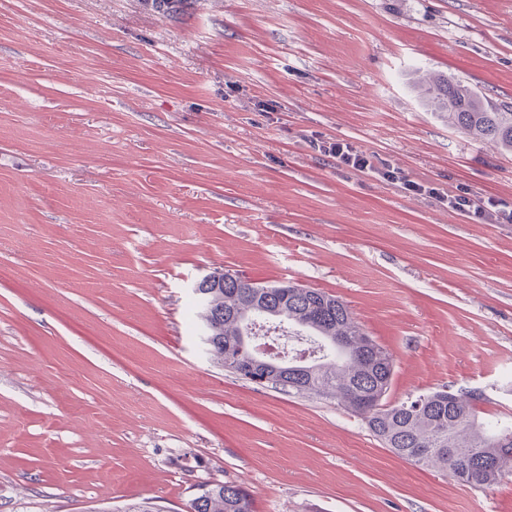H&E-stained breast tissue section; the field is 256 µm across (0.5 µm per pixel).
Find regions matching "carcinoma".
I'll list each match as a JSON object with an SVG mask.
<instances>
[{"mask_svg": "<svg viewBox=\"0 0 512 512\" xmlns=\"http://www.w3.org/2000/svg\"><path fill=\"white\" fill-rule=\"evenodd\" d=\"M416 88L424 104L448 126L475 141H490L512 152V111L499 112L466 85L446 75H421ZM224 287L206 298L213 311L207 326L212 357L226 365L227 344L265 328L296 327L325 344L340 338L349 349L329 350L310 362L302 376L273 387L335 400L351 410L398 457L448 472L476 488H491L512 475V421L487 420L476 409L480 396L437 389L406 401L388 400L392 355L380 344L361 348L363 327L338 298L299 285H258L224 271ZM382 397L381 407L363 399ZM187 512H253L250 495L232 482L202 486Z\"/></svg>", "mask_w": 512, "mask_h": 512, "instance_id": "carcinoma-1", "label": "carcinoma"}]
</instances>
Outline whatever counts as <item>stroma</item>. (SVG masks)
I'll return each instance as SVG.
<instances>
[{
  "instance_id": "obj_1",
  "label": "stroma",
  "mask_w": 512,
  "mask_h": 512,
  "mask_svg": "<svg viewBox=\"0 0 512 512\" xmlns=\"http://www.w3.org/2000/svg\"><path fill=\"white\" fill-rule=\"evenodd\" d=\"M512 109V0H0V512H512L394 455L336 401L205 351L190 287L222 268L345 302L389 399L446 388L512 416V153L425 108L418 74ZM325 152L331 154L336 158V161L345 166L352 167L356 170L365 172L378 173L384 178L391 180L397 179V172L394 169L379 170L376 166L375 158L373 155L367 154L361 150H357L348 143L341 141L330 142L324 148ZM407 189L414 192H428L435 195L441 202L448 206L449 210L461 213L469 219L484 223V224H505L512 223V209L509 211L502 209L499 203L487 198L476 199L471 197L468 193L445 195L442 196L438 193L436 188H430L428 191L418 184H407ZM187 512H253L250 495L241 486L220 482L202 486L189 500Z\"/></svg>"
}]
</instances>
